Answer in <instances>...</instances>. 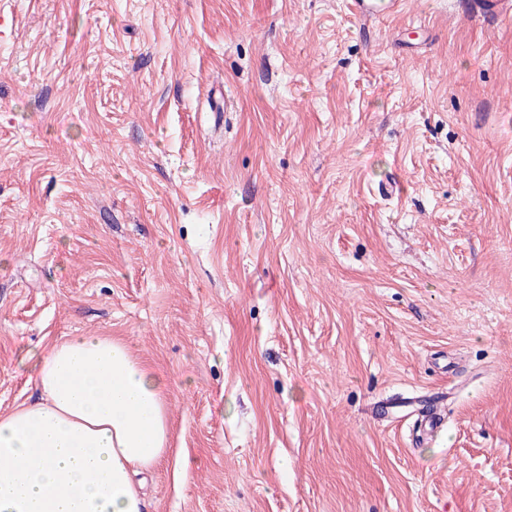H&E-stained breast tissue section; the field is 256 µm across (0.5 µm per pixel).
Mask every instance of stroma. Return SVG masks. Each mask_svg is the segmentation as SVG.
I'll return each instance as SVG.
<instances>
[{"instance_id": "stroma-1", "label": "stroma", "mask_w": 512, "mask_h": 512, "mask_svg": "<svg viewBox=\"0 0 512 512\" xmlns=\"http://www.w3.org/2000/svg\"><path fill=\"white\" fill-rule=\"evenodd\" d=\"M348 2L0 0V414L127 342L147 512H512V16ZM350 2L353 16L363 22L396 14L405 5L403 0H351Z\"/></svg>"}]
</instances>
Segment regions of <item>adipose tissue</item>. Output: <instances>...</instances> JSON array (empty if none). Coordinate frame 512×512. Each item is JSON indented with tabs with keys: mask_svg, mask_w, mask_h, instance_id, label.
Listing matches in <instances>:
<instances>
[{
	"mask_svg": "<svg viewBox=\"0 0 512 512\" xmlns=\"http://www.w3.org/2000/svg\"><path fill=\"white\" fill-rule=\"evenodd\" d=\"M36 401L0 415V512H145L136 474L169 451L164 384L105 336L47 343Z\"/></svg>",
	"mask_w": 512,
	"mask_h": 512,
	"instance_id": "adipose-tissue-1",
	"label": "adipose tissue"
}]
</instances>
